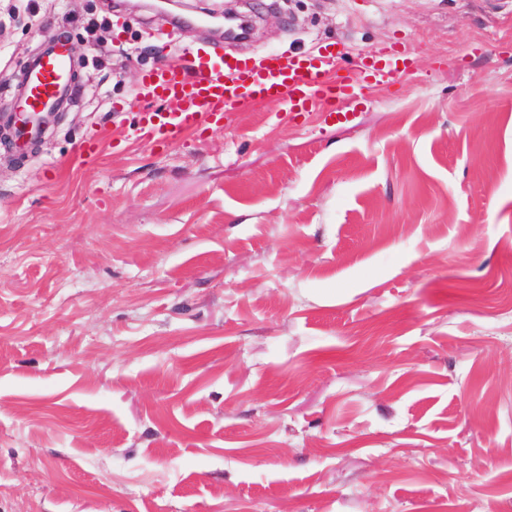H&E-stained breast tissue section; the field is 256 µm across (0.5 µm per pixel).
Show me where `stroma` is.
Listing matches in <instances>:
<instances>
[{
    "instance_id": "stroma-1",
    "label": "stroma",
    "mask_w": 512,
    "mask_h": 512,
    "mask_svg": "<svg viewBox=\"0 0 512 512\" xmlns=\"http://www.w3.org/2000/svg\"><path fill=\"white\" fill-rule=\"evenodd\" d=\"M231 52L402 51L341 119L137 136L208 38L128 0H0V512H512V0H179ZM100 136V155L82 145ZM74 68V55L55 38H48L28 65L24 81L15 95L14 112H5L2 116V120L11 124L17 141L26 144L38 137L48 117L63 106Z\"/></svg>"
}]
</instances>
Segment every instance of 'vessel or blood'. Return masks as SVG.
<instances>
[{
  "label": "vessel or blood",
  "mask_w": 512,
  "mask_h": 512,
  "mask_svg": "<svg viewBox=\"0 0 512 512\" xmlns=\"http://www.w3.org/2000/svg\"><path fill=\"white\" fill-rule=\"evenodd\" d=\"M74 68V56L48 38L28 65L14 111L0 116L11 124L17 141L38 137L48 117L63 106ZM410 69L403 54H366L346 67L332 44L294 56L252 58L227 54L221 43L204 42L144 75L138 129L144 143L171 144L221 124L225 113L238 107L262 103L294 117L315 112L327 119L338 117L367 88ZM162 101L174 103V110L159 109Z\"/></svg>",
  "instance_id": "vessel-or-blood-1"
}]
</instances>
